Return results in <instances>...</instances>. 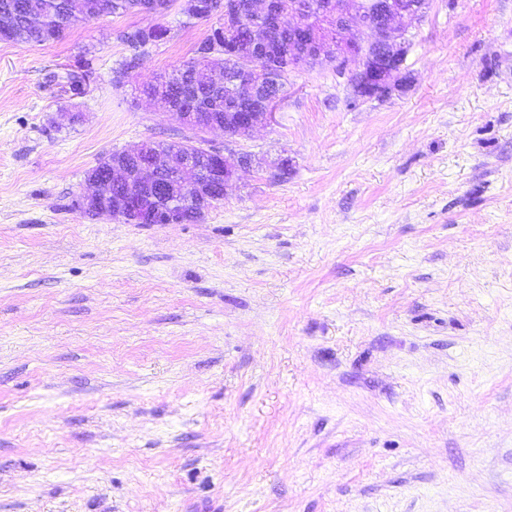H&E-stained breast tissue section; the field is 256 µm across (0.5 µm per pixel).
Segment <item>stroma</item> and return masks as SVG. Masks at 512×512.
Returning <instances> with one entry per match:
<instances>
[{
    "instance_id": "1",
    "label": "stroma",
    "mask_w": 512,
    "mask_h": 512,
    "mask_svg": "<svg viewBox=\"0 0 512 512\" xmlns=\"http://www.w3.org/2000/svg\"><path fill=\"white\" fill-rule=\"evenodd\" d=\"M209 29L0 43V512H512V0H432L386 100L292 74L197 223L85 215ZM151 29L147 39L143 34V29ZM136 27L127 29L120 34L121 41L126 45L131 52V60H136L139 56L140 49L145 47L148 43L157 42L167 36L168 30L162 26H149V27Z\"/></svg>"
}]
</instances>
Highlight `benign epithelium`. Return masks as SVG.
<instances>
[{
    "label": "benign epithelium",
    "mask_w": 512,
    "mask_h": 512,
    "mask_svg": "<svg viewBox=\"0 0 512 512\" xmlns=\"http://www.w3.org/2000/svg\"><path fill=\"white\" fill-rule=\"evenodd\" d=\"M283 0H186L185 6L195 17L217 16L224 26V44H215L211 52L232 58L237 63L238 77L250 97V106L238 100L224 102L238 123V131H225L224 123L213 112H200L194 90L186 88L182 100L189 107L182 109L172 100L156 97L163 114L184 128L207 133L221 130L229 142L248 134L267 122L271 109L280 96L255 80L263 54L272 44L277 20L282 16ZM430 0H363L362 6L352 0H322L314 15L305 6L288 4V72L301 70L307 59L332 55L336 66L348 75L356 99L384 100L391 96L394 75L405 70L411 45L410 30L426 17ZM371 31L367 42L358 40V27ZM248 31L251 50L242 56L232 50V39ZM156 141H147L124 150L125 160H113L107 174L86 177L88 191L76 201L83 212L92 211L125 224H175L168 212L159 213L146 207V200L156 196L163 182L177 180L194 166L195 158L176 151L160 153L153 150ZM252 165V156L229 147L213 153L202 170L201 179L181 182L182 192L207 210L227 194L239 171Z\"/></svg>",
    "instance_id": "benign-epithelium-1"
}]
</instances>
